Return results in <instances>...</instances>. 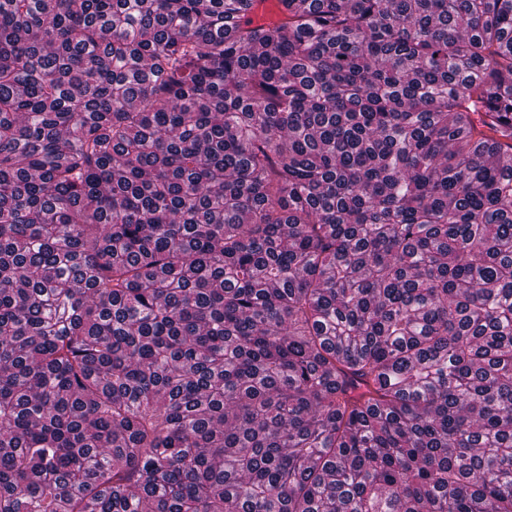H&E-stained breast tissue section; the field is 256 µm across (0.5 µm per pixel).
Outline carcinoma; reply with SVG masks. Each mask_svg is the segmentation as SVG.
Listing matches in <instances>:
<instances>
[{
  "label": "carcinoma",
  "instance_id": "obj_1",
  "mask_svg": "<svg viewBox=\"0 0 512 512\" xmlns=\"http://www.w3.org/2000/svg\"><path fill=\"white\" fill-rule=\"evenodd\" d=\"M0 0V512H512V0Z\"/></svg>",
  "mask_w": 512,
  "mask_h": 512
}]
</instances>
